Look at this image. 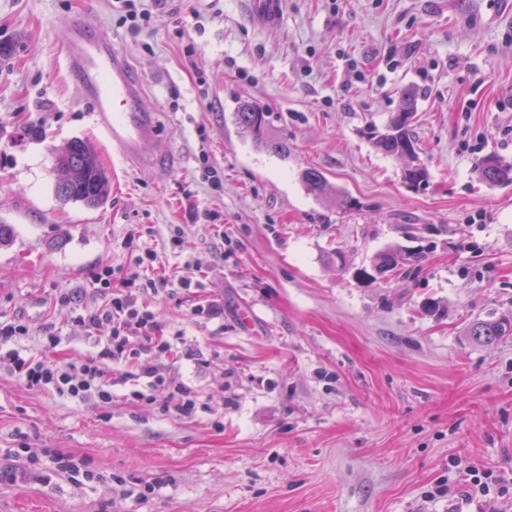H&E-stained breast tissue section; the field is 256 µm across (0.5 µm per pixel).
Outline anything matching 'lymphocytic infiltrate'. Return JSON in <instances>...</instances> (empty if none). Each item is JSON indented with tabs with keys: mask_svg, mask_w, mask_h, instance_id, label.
<instances>
[{
	"mask_svg": "<svg viewBox=\"0 0 512 512\" xmlns=\"http://www.w3.org/2000/svg\"><path fill=\"white\" fill-rule=\"evenodd\" d=\"M141 228L129 229L124 246L131 249L129 263L123 267L105 266L94 279L92 291L101 299L99 305L84 308L79 320L94 337L95 353L73 361L58 362L45 356H27L21 339L28 334L20 321L0 323V370H7L27 386L53 389L60 396L81 402H110L116 377H136L146 383L145 390L133 392L135 400L152 405L156 393L166 390L175 399L176 415L193 417L203 402L199 393L174 380L157 364L154 353L171 355L173 361L202 364L199 348L182 334L164 335L152 312L140 299L142 291L170 293L186 287L183 279L154 275L158 255L140 245ZM110 325L111 333L98 335L101 325Z\"/></svg>",
	"mask_w": 512,
	"mask_h": 512,
	"instance_id": "lymphocytic-infiltrate-1",
	"label": "lymphocytic infiltrate"
}]
</instances>
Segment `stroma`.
Masks as SVG:
<instances>
[{"mask_svg":"<svg viewBox=\"0 0 512 512\" xmlns=\"http://www.w3.org/2000/svg\"><path fill=\"white\" fill-rule=\"evenodd\" d=\"M144 6L134 27L112 0H0V220L15 227L0 321H23L32 352L52 333L56 356L92 354L75 309L103 266L126 265L140 226L166 273L191 283L146 303L206 362L156 360L207 407L184 418L139 404L133 380L111 403H78L0 371V468L25 473L0 481V512H512V337L463 334L512 313V184L475 171L512 162V0H284L268 31L245 0ZM83 12L144 80L171 146L152 171L113 152L68 74L56 34ZM408 87L430 173L417 190L365 134ZM244 101L268 112L286 154L238 127ZM76 138L112 180L101 208L56 195L52 151ZM207 163L224 171L219 190L201 180ZM310 167L362 210L309 193ZM390 248L426 258L360 277ZM214 299L223 321L192 317ZM51 451L93 479L49 473ZM441 483L449 494L427 499ZM477 171L481 180L488 184L512 183V162L487 158L478 165Z\"/></svg>","mask_w":512,"mask_h":512,"instance_id":"stroma-1","label":"stroma"}]
</instances>
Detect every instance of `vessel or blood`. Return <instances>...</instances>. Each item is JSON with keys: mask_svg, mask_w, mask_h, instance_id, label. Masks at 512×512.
<instances>
[{"mask_svg": "<svg viewBox=\"0 0 512 512\" xmlns=\"http://www.w3.org/2000/svg\"><path fill=\"white\" fill-rule=\"evenodd\" d=\"M250 15L260 30L279 26L282 0H249ZM72 78L80 85L86 100L94 106L97 125L114 151L137 158L144 141H158L150 113L141 107L142 88L122 53L99 32L87 16L74 18L59 38Z\"/></svg>", "mask_w": 512, "mask_h": 512, "instance_id": "1", "label": "vessel or blood"}]
</instances>
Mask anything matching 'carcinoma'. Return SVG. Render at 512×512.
Returning <instances> with one entry per match:
<instances>
[{"mask_svg":"<svg viewBox=\"0 0 512 512\" xmlns=\"http://www.w3.org/2000/svg\"><path fill=\"white\" fill-rule=\"evenodd\" d=\"M416 111V94L402 93L399 110L393 113L385 130L368 127L367 134L375 147L385 155L404 160L401 177L405 184L418 189L429 180L427 168L420 162L419 145L412 133L411 118ZM237 122L244 132L275 153L285 151L279 143L267 140L268 113L257 105L243 104L236 112ZM68 168L67 177L57 184L58 195L66 201L80 202L89 208L104 204L110 197L112 182L105 171L95 146L87 140H72L63 148ZM481 180L488 184L512 183V162L497 158L483 160L477 168ZM307 190L318 198L327 197L329 190L326 178L318 170L309 168L302 173ZM422 254L402 255L386 252L377 258L375 271L378 274H394L410 262L421 259ZM466 335L480 343H493L504 336L512 335V320L501 316L493 320H477L467 328Z\"/></svg>","mask_w":512,"mask_h":512,"instance_id":"cac0c4a2","label":"carcinoma"}]
</instances>
